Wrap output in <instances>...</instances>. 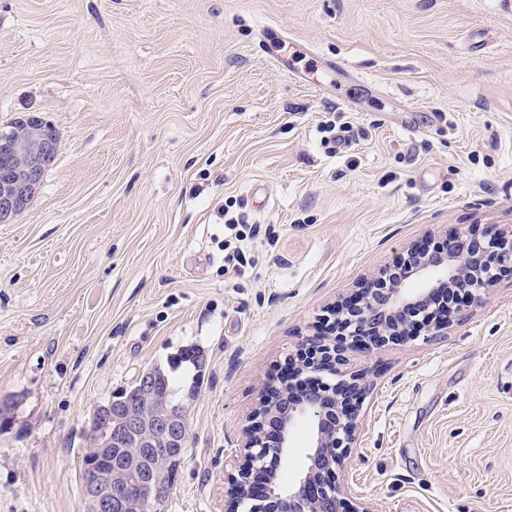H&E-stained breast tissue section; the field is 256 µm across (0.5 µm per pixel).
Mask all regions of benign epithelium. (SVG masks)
I'll return each instance as SVG.
<instances>
[{
  "label": "benign epithelium",
  "instance_id": "obj_1",
  "mask_svg": "<svg viewBox=\"0 0 512 512\" xmlns=\"http://www.w3.org/2000/svg\"><path fill=\"white\" fill-rule=\"evenodd\" d=\"M58 144L44 132L41 120L20 123L13 143L0 151V222L17 217L39 189ZM408 276L424 282L410 287L392 276L395 267L367 279L332 313L327 336L288 356V377L265 386L259 408L243 429L244 463L227 474L225 512H378L352 499L340 476L357 449L359 415L371 369H352L355 355H368L390 343H406L422 326L438 336L465 320L463 301L441 312L428 306L437 288L461 291L479 299L503 275H512V227L470 224L451 238L409 247L397 262ZM331 371L334 384L318 374ZM311 379L310 392L288 399L295 375ZM309 424L310 451L303 471L291 482L281 479L294 430ZM186 404L170 410H133L114 401L97 405L90 422L93 451L83 460L85 494L92 512H161L167 484L134 479L129 470L112 466L106 448L132 441L148 448L160 435L175 442L186 433Z\"/></svg>",
  "mask_w": 512,
  "mask_h": 512
}]
</instances>
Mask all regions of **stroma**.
<instances>
[{
  "label": "stroma",
  "mask_w": 512,
  "mask_h": 512,
  "mask_svg": "<svg viewBox=\"0 0 512 512\" xmlns=\"http://www.w3.org/2000/svg\"><path fill=\"white\" fill-rule=\"evenodd\" d=\"M266 23L322 67L279 71ZM30 114L59 149L0 223V512H90L92 412L155 367L198 388L164 512H224L264 383L338 301L415 242L512 225V0H0V129ZM228 212L255 228L230 272ZM369 364L353 496L512 512V278Z\"/></svg>",
  "instance_id": "35a3bbf8"
}]
</instances>
